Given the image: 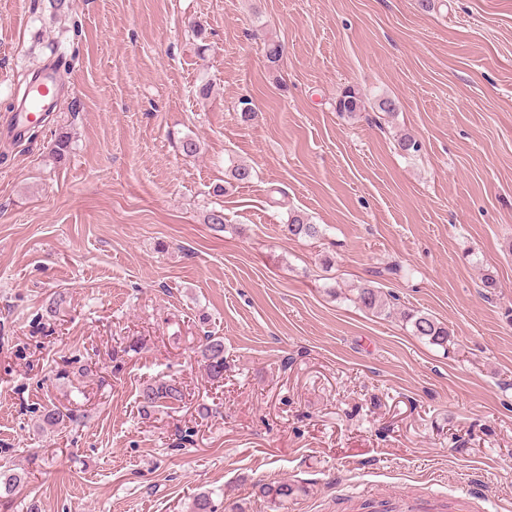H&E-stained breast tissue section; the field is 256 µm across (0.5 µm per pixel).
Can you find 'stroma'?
Wrapping results in <instances>:
<instances>
[{
    "mask_svg": "<svg viewBox=\"0 0 512 512\" xmlns=\"http://www.w3.org/2000/svg\"><path fill=\"white\" fill-rule=\"evenodd\" d=\"M62 25L55 112L0 138L14 512H189L203 491L247 512H512V0H74L63 23L0 0V119ZM348 86L396 114L338 112ZM232 161L252 178L226 186ZM293 210L321 235L288 238ZM369 280L391 314L356 303ZM417 311L447 347L414 336ZM170 377L183 402L142 409ZM49 404L73 419L44 428ZM281 481L278 505L260 486ZM405 318L411 324L414 335L426 338L435 345H447L448 329L430 315L417 312L407 314ZM208 377L213 380L224 375V341L220 337L205 336L201 349Z\"/></svg>",
    "mask_w": 512,
    "mask_h": 512,
    "instance_id": "35a3bbf8",
    "label": "stroma"
}]
</instances>
